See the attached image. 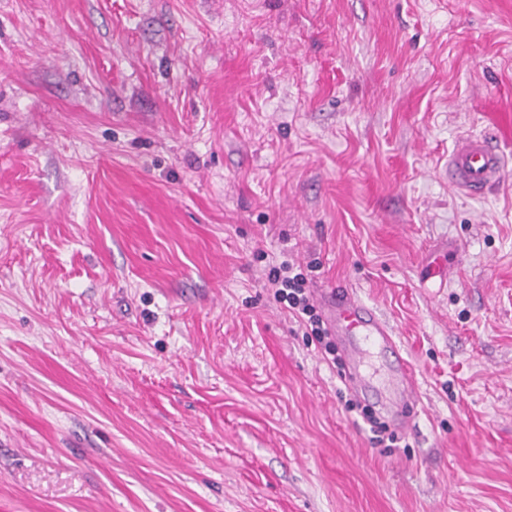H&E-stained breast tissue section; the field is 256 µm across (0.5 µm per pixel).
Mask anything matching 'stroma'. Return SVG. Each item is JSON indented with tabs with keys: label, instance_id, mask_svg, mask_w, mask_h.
Masks as SVG:
<instances>
[{
	"label": "stroma",
	"instance_id": "obj_1",
	"mask_svg": "<svg viewBox=\"0 0 512 512\" xmlns=\"http://www.w3.org/2000/svg\"><path fill=\"white\" fill-rule=\"evenodd\" d=\"M512 0H0V512H512ZM389 324L371 441L270 266ZM499 142L482 132L461 137L448 156V185L468 196L486 194L504 177L507 160ZM361 413L370 423V428L374 435L371 439L376 445H384L383 448L396 447L393 445L397 442L398 436L394 432L389 431L388 426L384 422H380L379 419L366 408H363ZM387 442L389 444H386Z\"/></svg>",
	"mask_w": 512,
	"mask_h": 512
}]
</instances>
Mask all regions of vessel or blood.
<instances>
[{
	"label": "vessel or blood",
	"mask_w": 512,
	"mask_h": 512,
	"mask_svg": "<svg viewBox=\"0 0 512 512\" xmlns=\"http://www.w3.org/2000/svg\"><path fill=\"white\" fill-rule=\"evenodd\" d=\"M506 165V155L496 138L482 132L470 133L456 142L448 156V184L464 195H482L503 179ZM319 301L332 331L346 345L349 376L358 391H365L368 385L375 350L395 355V392L379 407L387 416L401 419L404 410L418 399L417 385L388 323L346 288L324 289Z\"/></svg>",
	"instance_id": "vessel-or-blood-1"
}]
</instances>
